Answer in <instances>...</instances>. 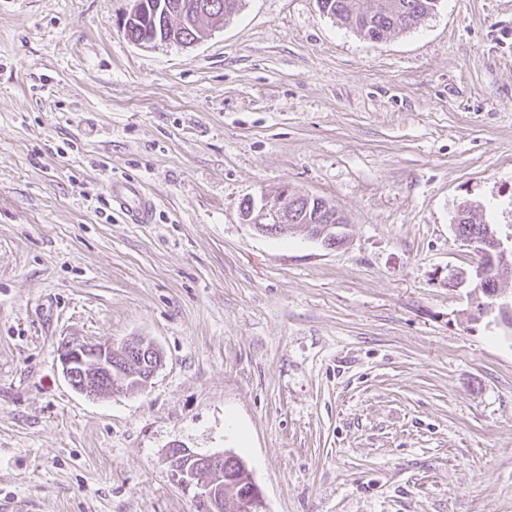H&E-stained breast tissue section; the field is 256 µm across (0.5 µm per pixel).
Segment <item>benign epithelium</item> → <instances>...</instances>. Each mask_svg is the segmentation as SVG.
Here are the masks:
<instances>
[{"mask_svg": "<svg viewBox=\"0 0 512 512\" xmlns=\"http://www.w3.org/2000/svg\"><path fill=\"white\" fill-rule=\"evenodd\" d=\"M242 217L245 223L262 234L270 224L288 226V187L281 188L272 197H263L259 203L250 202L249 209L242 210ZM468 242L478 256V262L473 266L474 282L482 280L486 261L512 270V248H507L498 236L489 240L472 237ZM495 308L508 321H512V299H506L497 291L490 302L480 307L479 313L484 314ZM63 347L65 354L59 357V363L64 378L76 392L93 399L102 397L106 386L114 394L144 388L162 366L159 349L143 338H133L124 344L128 350L139 348L151 355L149 368L141 372H131L121 367L119 350L109 341L72 338L64 341ZM225 458L224 453L202 456L179 444L169 447L166 453L172 477L183 489L193 492L199 503V512L224 510ZM234 507L246 512H265L263 494L256 482H251L248 490L242 491V500L235 501Z\"/></svg>", "mask_w": 512, "mask_h": 512, "instance_id": "benign-epithelium-1", "label": "benign epithelium"}]
</instances>
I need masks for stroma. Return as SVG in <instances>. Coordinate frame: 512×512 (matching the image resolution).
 <instances>
[{
  "instance_id": "obj_1",
  "label": "stroma",
  "mask_w": 512,
  "mask_h": 512,
  "mask_svg": "<svg viewBox=\"0 0 512 512\" xmlns=\"http://www.w3.org/2000/svg\"><path fill=\"white\" fill-rule=\"evenodd\" d=\"M130 0H0V512H198L166 451H230L266 512H512V327L453 228L512 234V0L382 42L317 0H242L145 48ZM141 181L153 223L99 205ZM289 188L329 249L244 224ZM141 336L147 388L89 399L63 341Z\"/></svg>"
}]
</instances>
